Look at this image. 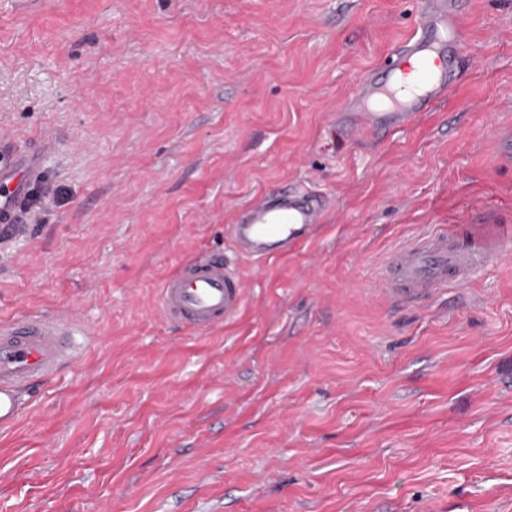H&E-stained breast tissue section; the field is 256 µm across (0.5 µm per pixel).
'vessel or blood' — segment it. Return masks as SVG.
<instances>
[{
	"mask_svg": "<svg viewBox=\"0 0 512 512\" xmlns=\"http://www.w3.org/2000/svg\"><path fill=\"white\" fill-rule=\"evenodd\" d=\"M463 0H422L412 33L361 81L345 107L355 126L387 135L436 111L458 79L466 40ZM33 176L30 157L0 161V223H13L16 206ZM323 200L313 193L283 189L240 206L231 224L237 253H201L164 282L159 316L198 332L223 326L243 310L247 280L237 258L267 260L290 255L321 223ZM512 239L508 224H448L422 232L394 248L379 268L377 282L395 302L421 307L451 286H464L504 254ZM91 337L76 315L25 316L0 322V428L24 410L23 387L53 375L74 355L73 336Z\"/></svg>",
	"mask_w": 512,
	"mask_h": 512,
	"instance_id": "b4317fda",
	"label": "vessel or blood"
}]
</instances>
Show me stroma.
Here are the masks:
<instances>
[{"instance_id":"35a3bbf8","label":"stroma","mask_w":512,"mask_h":512,"mask_svg":"<svg viewBox=\"0 0 512 512\" xmlns=\"http://www.w3.org/2000/svg\"><path fill=\"white\" fill-rule=\"evenodd\" d=\"M415 0H0V154L59 198L0 228V319L96 331L0 431V512H512V260L431 306L371 291L426 224H512V0L412 128L331 118ZM325 197L242 314L163 321L162 281L265 191Z\"/></svg>"}]
</instances>
